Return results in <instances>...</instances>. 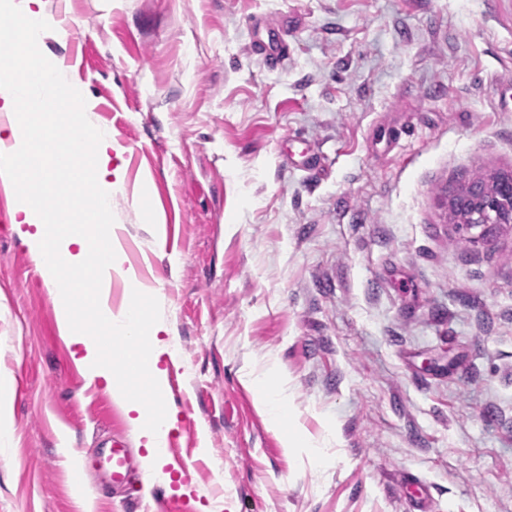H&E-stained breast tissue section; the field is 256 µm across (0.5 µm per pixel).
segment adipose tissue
<instances>
[{
	"label": "adipose tissue",
	"mask_w": 512,
	"mask_h": 512,
	"mask_svg": "<svg viewBox=\"0 0 512 512\" xmlns=\"http://www.w3.org/2000/svg\"><path fill=\"white\" fill-rule=\"evenodd\" d=\"M0 14L12 19L4 35L14 47L10 60L0 63V112L12 115L7 133H0V146L6 149L0 156V176L25 185L15 197L13 230L27 244L44 284L55 293L56 318L61 331L85 346L84 362L90 377L104 379L111 394L131 412V423L146 450L145 472L151 478H158L161 461L156 450L172 428L174 416L168 410L159 417L152 415L127 384L114 381V370L123 361L109 350L104 339L116 333L145 337L146 353L134 360L132 367L148 387L159 390L166 384L159 358L169 350L160 338L164 327L159 323L145 324L144 305L140 302L127 308L121 316H113L102 287L113 268L121 264L117 247L110 240L96 241L78 230L47 223L40 204L41 197L55 190L48 176L49 169L64 167L66 142L51 120L58 104L55 93L67 92L81 103L86 97L79 84L67 77L62 61L47 57L43 51V40L48 34L44 0H0ZM76 126L92 143L93 150L80 160V195L72 205L79 208L88 200L97 204L109 202L114 181L122 177L120 169L112 165V153L116 149L112 136L94 129L83 112L77 115ZM67 267L79 274L78 282L68 288L62 284V271ZM87 309L95 318V328L82 323ZM252 385L270 426L280 432L283 447L310 448V440L290 424L287 403L267 380H253Z\"/></svg>",
	"instance_id": "obj_1"
}]
</instances>
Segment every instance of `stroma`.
<instances>
[{
    "instance_id": "stroma-1",
    "label": "stroma",
    "mask_w": 512,
    "mask_h": 512,
    "mask_svg": "<svg viewBox=\"0 0 512 512\" xmlns=\"http://www.w3.org/2000/svg\"><path fill=\"white\" fill-rule=\"evenodd\" d=\"M45 11V52L123 149L111 219L132 276L105 293L117 310L150 290L176 352L181 512H512V238L467 245L445 204L512 172V0ZM12 206L0 187V512H155L143 470L115 487L76 468L115 437L145 450L60 331ZM270 368L318 455L256 407Z\"/></svg>"
}]
</instances>
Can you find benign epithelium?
I'll return each mask as SVG.
<instances>
[{
  "instance_id": "obj_1",
  "label": "benign epithelium",
  "mask_w": 512,
  "mask_h": 512,
  "mask_svg": "<svg viewBox=\"0 0 512 512\" xmlns=\"http://www.w3.org/2000/svg\"><path fill=\"white\" fill-rule=\"evenodd\" d=\"M448 211L471 246L512 236V174H496L449 190Z\"/></svg>"
}]
</instances>
